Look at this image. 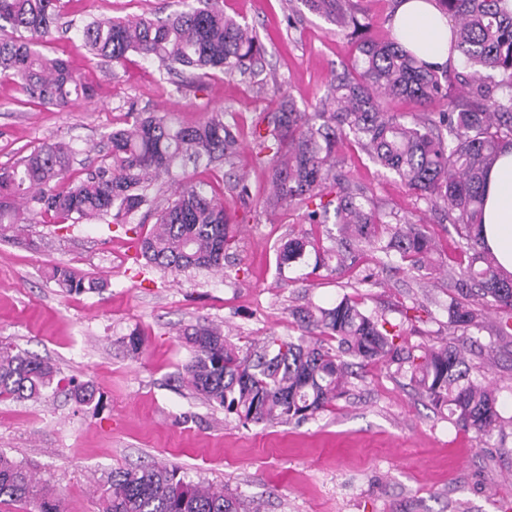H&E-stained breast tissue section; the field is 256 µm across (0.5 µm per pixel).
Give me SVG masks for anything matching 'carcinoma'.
Segmentation results:
<instances>
[{
  "label": "carcinoma",
  "instance_id": "1",
  "mask_svg": "<svg viewBox=\"0 0 512 512\" xmlns=\"http://www.w3.org/2000/svg\"><path fill=\"white\" fill-rule=\"evenodd\" d=\"M155 20L93 19L80 29L96 57L123 62L136 53L180 78L200 82L216 72L254 79L263 71L264 45L246 24L224 14L220 0H197ZM312 14L353 31L356 55L351 70L336 76L335 94L313 112L291 96L266 113L253 129L255 157L268 172L270 191L258 201L240 176L227 182L243 211L301 210L309 224L334 215L337 234L315 242L292 235L280 247L278 265L308 263L312 272L359 270L368 285L376 265L414 272L432 266V240L424 220L399 218L378 209L364 189L336 171L337 148L355 144L379 167L397 175L427 211L441 210L452 224L460 259L448 268V326L466 337L482 326L485 312L500 316L493 335L512 337V274L501 273L482 239L486 177L503 148L512 146V0H431L451 24V51L458 53L455 78L406 50L394 32L373 31L358 17L353 0H300ZM62 0H0V74L8 75L30 101L65 108L96 95L69 60L47 56L39 40L57 28ZM408 99L424 106L444 101L410 123L388 110V101ZM125 126L107 135L99 162L68 181L76 150L46 140L8 167H0V235L27 223L29 216L56 224H81L104 216L125 224L143 207L156 210L154 231L140 241L150 264L179 275L189 269L221 272L237 237L236 209L206 185L179 181L173 199L158 207L150 194L163 176L206 157L232 165L239 140L222 111L193 127H174L167 114L139 112L130 105ZM336 259V267L329 265ZM49 279L67 293H99L100 279L67 265L52 267ZM302 334H274L242 350L218 326L197 322L181 336L191 347L185 379L193 390L241 423H301L328 410L346 395L358 365L387 361L418 379L436 408L448 407L455 424L490 437L504 417L494 389L470 378L461 350L448 343L430 348L405 345L403 324L364 308L345 295L331 308L293 311ZM57 375L49 362L25 351L0 347V398L37 400ZM69 396L88 405L94 385L71 382ZM101 512H260L240 495L203 482L187 481L166 465L117 469L107 478ZM32 504L35 512H59L55 493L39 487L34 472L0 454V505Z\"/></svg>",
  "mask_w": 512,
  "mask_h": 512
}]
</instances>
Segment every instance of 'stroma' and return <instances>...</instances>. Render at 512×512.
<instances>
[{
	"mask_svg": "<svg viewBox=\"0 0 512 512\" xmlns=\"http://www.w3.org/2000/svg\"><path fill=\"white\" fill-rule=\"evenodd\" d=\"M183 7L182 0H66L67 29L43 51L68 57L98 94L64 109L30 104L12 78L0 76V166L45 140L64 139L77 149L73 169L81 171L96 163L107 134L123 126L133 104L167 114L177 127L222 111L239 133L232 168L262 196L267 172L255 162L251 133L260 113L279 106L274 84L314 111L349 64L352 40L299 0H224L225 13L262 41L267 82L218 73L181 86L135 53L111 67L76 32L90 18H143ZM338 156L376 205L417 214L419 201L394 173L347 143ZM425 221L440 270L419 285L401 270L378 268L372 285L362 288L347 274L312 277L303 264L279 268L280 245L305 227L293 210L246 214L220 274L174 276L146 264L138 242L156 218L142 211L119 226L101 219L62 229L37 217L0 236V346L38 355L59 376L91 381L96 389L90 405L53 388L36 401L0 400V452L30 464L40 484L56 492L60 512H99L95 489L112 470L153 462L224 485L256 500L261 512H512V339L489 329L472 332L492 357L472 358L471 376L494 386L510 420L489 439L450 422L447 411L385 362L359 368L350 393L334 407L290 425H241L180 378L191 357L179 338L187 325L218 323L244 342L271 333L295 337L294 307H327L357 291L366 308L394 323L405 306L433 296L429 316L406 325V341H454L444 267L457 235L442 212L426 213ZM56 264L109 286L99 295L66 293L45 275ZM135 332L144 340L136 354L125 346Z\"/></svg>",
	"mask_w": 512,
	"mask_h": 512,
	"instance_id": "obj_1",
	"label": "stroma"
}]
</instances>
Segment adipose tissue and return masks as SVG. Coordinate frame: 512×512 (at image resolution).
<instances>
[{
    "label": "adipose tissue",
    "instance_id": "adipose-tissue-1",
    "mask_svg": "<svg viewBox=\"0 0 512 512\" xmlns=\"http://www.w3.org/2000/svg\"><path fill=\"white\" fill-rule=\"evenodd\" d=\"M393 31L406 49L429 63L443 67L457 61L448 19L431 0H397ZM482 237L501 269L512 273V148L502 151L489 171Z\"/></svg>",
    "mask_w": 512,
    "mask_h": 512
}]
</instances>
